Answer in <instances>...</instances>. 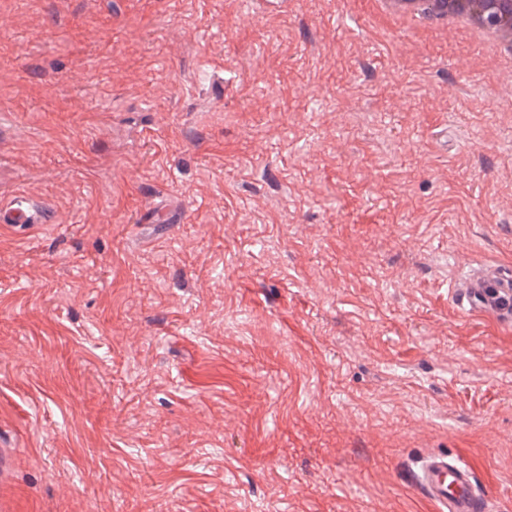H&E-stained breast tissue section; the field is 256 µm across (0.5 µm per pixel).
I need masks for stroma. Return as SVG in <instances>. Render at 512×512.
I'll return each mask as SVG.
<instances>
[{
	"label": "stroma",
	"mask_w": 512,
	"mask_h": 512,
	"mask_svg": "<svg viewBox=\"0 0 512 512\" xmlns=\"http://www.w3.org/2000/svg\"><path fill=\"white\" fill-rule=\"evenodd\" d=\"M13 512H512V71L373 0H0ZM174 224H146L147 207ZM40 215L30 207L24 206L22 203L14 202L12 204L0 207V223L11 224V227H27L37 224ZM460 313L481 316L498 324L512 323V284L495 267H486L453 289ZM409 473L412 485L441 512L492 511L474 469L459 456L425 455L410 465Z\"/></svg>",
	"instance_id": "1"
}]
</instances>
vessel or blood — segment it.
<instances>
[{
    "label": "vessel or blood",
    "instance_id": "obj_1",
    "mask_svg": "<svg viewBox=\"0 0 512 512\" xmlns=\"http://www.w3.org/2000/svg\"><path fill=\"white\" fill-rule=\"evenodd\" d=\"M39 214L15 202L0 207V223L31 227ZM460 313L481 316L498 324L512 323V281L498 270L486 267L461 281L453 290ZM412 485L439 512H491L490 500L477 483L474 469L466 460L448 454H429L413 462L409 470Z\"/></svg>",
    "mask_w": 512,
    "mask_h": 512
}]
</instances>
